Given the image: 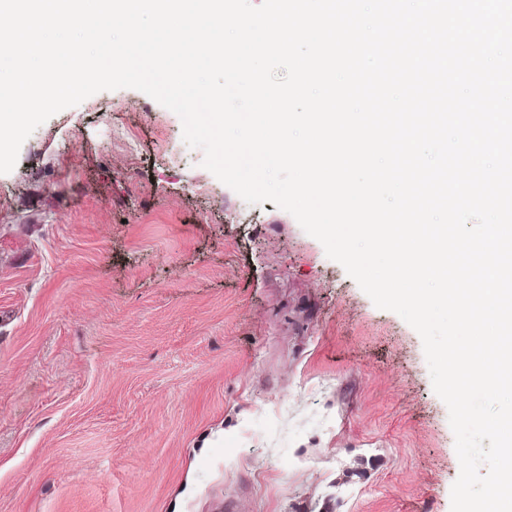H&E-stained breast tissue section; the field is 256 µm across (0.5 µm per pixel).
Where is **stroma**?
Returning a JSON list of instances; mask_svg holds the SVG:
<instances>
[{"label":"stroma","instance_id":"stroma-1","mask_svg":"<svg viewBox=\"0 0 512 512\" xmlns=\"http://www.w3.org/2000/svg\"><path fill=\"white\" fill-rule=\"evenodd\" d=\"M145 93L0 174V512H451L422 339Z\"/></svg>","mask_w":512,"mask_h":512}]
</instances>
